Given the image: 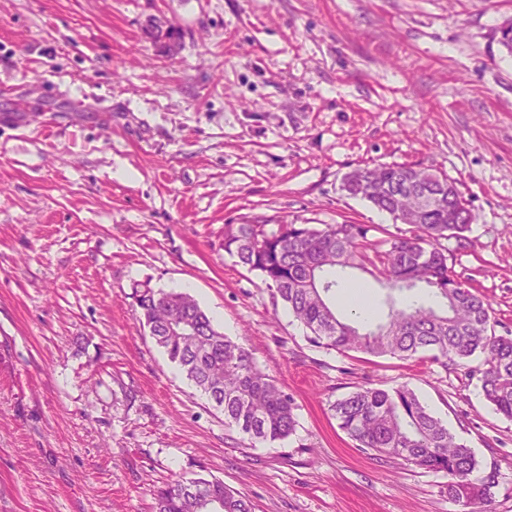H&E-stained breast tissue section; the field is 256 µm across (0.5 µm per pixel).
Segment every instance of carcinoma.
<instances>
[{
    "label": "carcinoma",
    "mask_w": 512,
    "mask_h": 512,
    "mask_svg": "<svg viewBox=\"0 0 512 512\" xmlns=\"http://www.w3.org/2000/svg\"><path fill=\"white\" fill-rule=\"evenodd\" d=\"M341 190L368 202L410 235L369 238L377 227L344 221L321 228L284 222L228 224L224 251L256 273L273 298L307 331L315 347L338 353L411 360L422 352L446 368H469L484 356L480 374L485 399L512 420V336L496 333L491 303L474 293L448 267V248L470 244L475 215L448 176L408 164L357 167L346 173ZM360 269L390 291L385 322L368 330L366 318L336 312V271ZM426 286L439 299L434 308L396 301L394 293ZM145 325L175 364L224 415V426L251 444L274 443L296 431L292 399L255 363L252 353L225 336L198 301L183 291L133 286ZM332 410L339 427L357 447L443 473L448 500L461 512H482L496 473L478 475L472 449L456 440L407 386L391 390L357 388L337 399ZM155 512H252L250 501L219 480L184 478L156 491Z\"/></svg>",
    "instance_id": "1"
}]
</instances>
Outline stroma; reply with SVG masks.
Masks as SVG:
<instances>
[{
	"instance_id": "stroma-1",
	"label": "stroma",
	"mask_w": 512,
	"mask_h": 512,
	"mask_svg": "<svg viewBox=\"0 0 512 512\" xmlns=\"http://www.w3.org/2000/svg\"><path fill=\"white\" fill-rule=\"evenodd\" d=\"M512 0H0V512H152L217 478L253 512H456L443 474L357 448L331 410L413 389L512 512V420L466 369L318 348L224 251L228 224L398 233L372 164L445 172L476 216L448 266L512 331ZM173 30L176 41L162 38ZM188 289L293 400L249 446L140 327Z\"/></svg>"
}]
</instances>
